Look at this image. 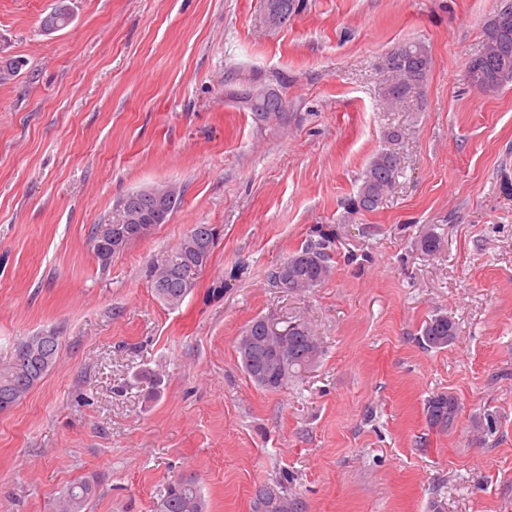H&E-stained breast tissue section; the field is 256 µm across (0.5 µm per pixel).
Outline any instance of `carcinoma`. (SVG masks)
Masks as SVG:
<instances>
[{
  "label": "carcinoma",
  "mask_w": 512,
  "mask_h": 512,
  "mask_svg": "<svg viewBox=\"0 0 512 512\" xmlns=\"http://www.w3.org/2000/svg\"><path fill=\"white\" fill-rule=\"evenodd\" d=\"M271 22L283 24L294 10V0H270ZM73 14L62 10V0H56L53 10L41 24L47 33L59 31L72 22ZM485 44H495L496 53L481 52L469 62L468 83L483 92H496L512 82V27L499 29L494 21L484 28ZM392 78L385 82L382 97L390 104H401L419 92L431 68V57L423 43L405 41L395 47L385 63ZM258 86L243 83L234 92L252 114L260 127L282 123L287 116V100L274 88H264L254 96ZM402 137L398 129L385 135L388 146L378 151L368 162L361 176L356 195L347 209L351 214L376 210L393 189L402 173L401 159L393 145ZM180 204L179 196L157 200L146 188L132 191L119 199L112 208L108 223L120 228L122 234L112 239V257L123 254L135 242L143 239L146 225L140 220L153 216L155 224L168 222ZM217 228L211 224H193L170 252L162 255L147 271L150 288L158 301L170 308L182 305L198 284V276L210 265L214 248L201 249L200 242H216ZM332 234L318 231L275 268L274 283L285 282L290 294H300L322 286L331 272ZM425 254H433L441 247V238L429 230L420 240ZM267 316L253 318L239 337L238 358L249 381L261 390L277 392L288 383L301 379L318 364L322 349L308 327L296 321L279 326L280 333L268 330ZM457 335L455 322L446 314H437L425 322L422 340L435 349L451 345ZM59 355V338L51 330H43L19 340L13 352L0 359V408L22 402L49 374ZM427 423L446 429L458 417L457 398L448 392L434 393L425 403ZM287 479H276L259 486L254 493L251 512H302L298 498L288 493ZM97 493V485L84 480L70 485L59 501L60 512H87ZM202 488L192 475L171 480L165 494L154 506V512H206Z\"/></svg>",
  "instance_id": "carcinoma-1"
}]
</instances>
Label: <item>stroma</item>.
<instances>
[{"instance_id":"obj_1","label":"stroma","mask_w":512,"mask_h":512,"mask_svg":"<svg viewBox=\"0 0 512 512\" xmlns=\"http://www.w3.org/2000/svg\"><path fill=\"white\" fill-rule=\"evenodd\" d=\"M0 0V358L53 329L59 357L0 412V512H56L77 480L88 512H152L198 477L208 512H251L287 477L305 512H512V83L466 79L498 0ZM422 42L432 67L392 107L385 59ZM251 82L288 102L258 128L228 95ZM402 174L375 211L344 204L388 129ZM180 187L167 223L101 268L89 244L127 193ZM193 224L221 229L176 309L145 271ZM323 229L333 273L295 296L272 271ZM443 240L431 256L418 241ZM457 326L426 348L435 314ZM303 319L320 365L278 392L244 374L253 317ZM453 393V427L425 402ZM492 415L494 432L471 421ZM456 335L455 322L446 314L432 316L422 328V340L430 348H446L454 342ZM425 406L427 423L442 429L452 426L460 411L457 398L448 392L432 394L426 400Z\"/></svg>"}]
</instances>
